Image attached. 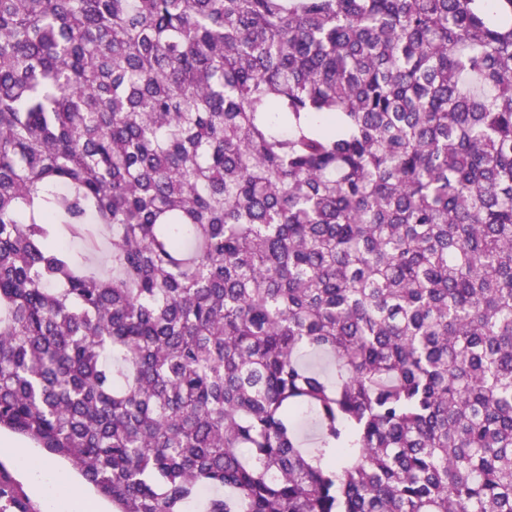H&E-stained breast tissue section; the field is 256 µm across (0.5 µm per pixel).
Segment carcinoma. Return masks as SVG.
<instances>
[{"instance_id": "cac0c4a2", "label": "carcinoma", "mask_w": 512, "mask_h": 512, "mask_svg": "<svg viewBox=\"0 0 512 512\" xmlns=\"http://www.w3.org/2000/svg\"><path fill=\"white\" fill-rule=\"evenodd\" d=\"M0 429L113 512H512V0H0ZM10 439L17 443H19L21 446H24L29 452L33 454L35 458H37L45 471L47 479L51 480L52 477V471L50 469H56L57 467H63L65 468L73 477L74 481L81 484L84 489L85 493L87 494V505L85 504H79L74 508V512H111L112 511V504L108 502L106 499H104L102 496H100L95 489L88 484L80 474H78L75 470L71 468V466L63 459L61 458H51L48 456H45L44 452L41 448H37L33 443L21 438L20 436L13 434L8 431H1L0 433V439ZM74 481L68 482L67 479L63 476L59 478V482L66 483L65 486L69 490V492H82L78 487L74 486Z\"/></svg>"}]
</instances>
